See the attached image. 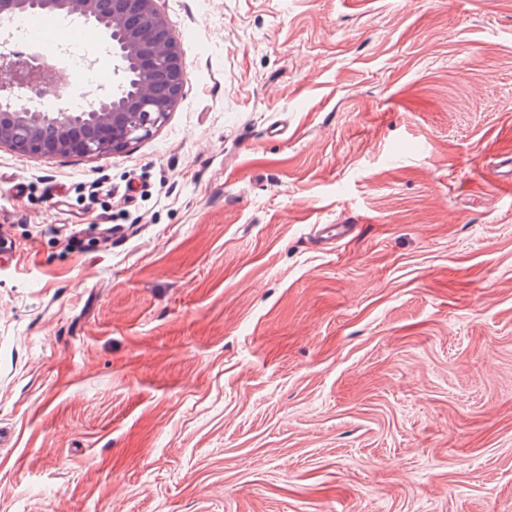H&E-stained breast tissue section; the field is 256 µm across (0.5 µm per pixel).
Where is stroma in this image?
<instances>
[{
    "mask_svg": "<svg viewBox=\"0 0 512 512\" xmlns=\"http://www.w3.org/2000/svg\"><path fill=\"white\" fill-rule=\"evenodd\" d=\"M159 7L152 136L0 148V512H512V0Z\"/></svg>",
    "mask_w": 512,
    "mask_h": 512,
    "instance_id": "1",
    "label": "stroma"
}]
</instances>
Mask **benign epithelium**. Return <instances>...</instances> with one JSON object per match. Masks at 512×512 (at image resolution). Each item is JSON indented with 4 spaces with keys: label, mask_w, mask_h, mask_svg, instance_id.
I'll use <instances>...</instances> for the list:
<instances>
[{
    "label": "benign epithelium",
    "mask_w": 512,
    "mask_h": 512,
    "mask_svg": "<svg viewBox=\"0 0 512 512\" xmlns=\"http://www.w3.org/2000/svg\"><path fill=\"white\" fill-rule=\"evenodd\" d=\"M32 11L101 24L119 79L83 108L33 111L18 92L60 94L67 90L66 71L55 67L53 78L42 79L29 67V54L0 51V147L47 159L113 153L152 135L178 104L187 72L158 0H0L2 18Z\"/></svg>",
    "instance_id": "obj_1"
}]
</instances>
